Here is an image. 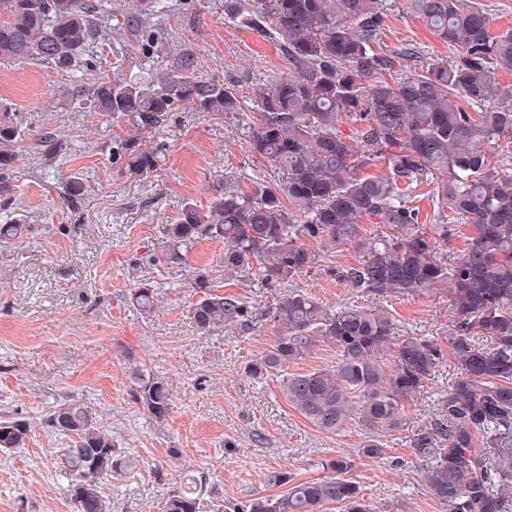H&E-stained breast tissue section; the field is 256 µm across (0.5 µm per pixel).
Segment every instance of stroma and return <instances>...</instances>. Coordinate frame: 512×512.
<instances>
[{"instance_id":"35a3bbf8","label":"stroma","mask_w":512,"mask_h":512,"mask_svg":"<svg viewBox=\"0 0 512 512\" xmlns=\"http://www.w3.org/2000/svg\"><path fill=\"white\" fill-rule=\"evenodd\" d=\"M385 12L381 49L394 57L395 73L452 58L447 45L406 14L403 0H386ZM167 39L170 52L188 48L198 55L199 76H223L248 104L234 116L171 113L140 140L156 156L153 171L141 176L112 162L113 147L132 132L130 121L61 96L53 69L0 64V110L30 130L13 168L0 173L11 189L0 198V224L24 218L31 226L19 242L0 246V417L31 427L25 447L0 453V512H74L60 475V451L69 441L41 424L66 401L94 408L97 422L135 463L126 476L101 477L110 512H157L171 491L199 475L207 478L208 494L229 503L273 495V472L313 479L322 473L321 460L335 456L349 457L350 476L367 503L391 512H444L409 442L447 397L452 361L406 404L402 427L382 433L385 453L371 459L359 452L366 436L360 423L325 434L289 405L278 378L256 383L244 376L245 363L271 342L272 323L247 336L230 326L215 335L197 331L194 269L208 270L221 292L241 298L251 313L295 290L330 307L371 299L328 273L355 262L346 245L277 288L226 276L220 240L199 242L185 266L161 261L166 226L183 199L207 204L216 172L248 177L256 170L249 148L253 89L288 70L271 39L225 21L224 0H187L168 18ZM408 44L417 47V60H400ZM43 132L64 147L52 166L36 141ZM73 173L86 192L71 205L62 199L60 179ZM141 283L158 291L157 305L146 311L131 299ZM386 306L401 329L447 345L454 319L447 288L393 296ZM152 374L164 376L172 394L160 423L134 397L138 378Z\"/></svg>"}]
</instances>
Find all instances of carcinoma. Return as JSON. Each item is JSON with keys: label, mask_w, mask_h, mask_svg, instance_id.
Instances as JSON below:
<instances>
[{"label": "carcinoma", "mask_w": 512, "mask_h": 512, "mask_svg": "<svg viewBox=\"0 0 512 512\" xmlns=\"http://www.w3.org/2000/svg\"><path fill=\"white\" fill-rule=\"evenodd\" d=\"M384 0H224V19L270 37L288 60V73L254 88L258 118L249 131L255 161L273 168L269 179L243 186L215 176L203 207L185 199L166 227L165 261L179 264L202 240L224 241V269L244 280L277 287L294 280L337 245L352 247L355 263L332 268L355 292L376 303L328 307L293 291L262 317L277 336L244 366L253 380L282 374L289 405L321 432L335 435L357 419L369 430H392L404 404L421 393L443 364L440 344L404 335L381 301L448 286L454 313L450 337L455 381L436 418L414 434L423 479L445 512H512V164L491 165L485 146L503 143L512 154V99L494 69L512 72V31L493 32L492 19L472 0H404V10L456 55L395 81L393 61L378 51ZM181 0H138L112 23L108 0H0V63L46 65L66 80L62 93L96 112L133 122L141 134L162 127L180 109L238 114L242 97L224 78L197 76L195 53L167 52L166 20ZM137 44L166 67L138 75L96 77L88 57ZM359 122L356 137L339 131L343 118ZM26 136L17 121L0 118V170L13 168ZM44 155L63 151L46 132ZM388 173L366 174L375 159ZM113 160L132 174L153 170L155 156L134 139L118 143ZM431 177L441 206L472 226L461 257L437 259L432 236L416 230L411 192ZM385 231L366 235L361 220ZM27 225L0 224V244L21 239ZM198 299L191 307L202 334L257 321L235 295L217 292L207 271L192 274ZM154 306V288L133 291ZM322 344L339 352L332 369L290 373L288 365ZM137 402L152 419L169 414L166 379L141 380ZM51 432L72 438L62 451L61 476L75 512H108L97 480L82 474L128 473L129 461L91 408L62 403L44 419ZM30 425L0 418V452L22 448ZM325 474L305 481L280 471L270 481L288 489L252 495L234 506L204 497L206 477L172 491L158 512H372L347 477L351 460L324 459Z\"/></svg>", "instance_id": "1"}]
</instances>
